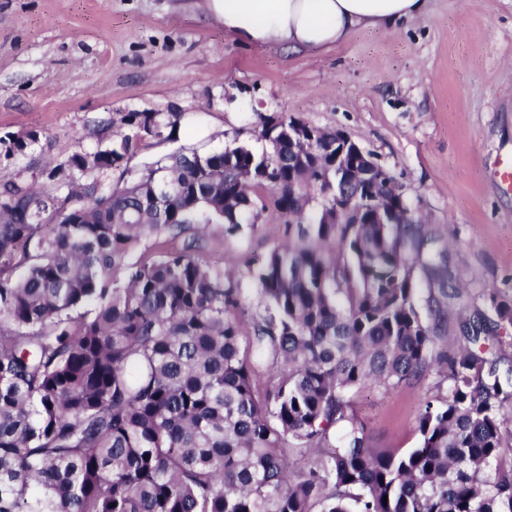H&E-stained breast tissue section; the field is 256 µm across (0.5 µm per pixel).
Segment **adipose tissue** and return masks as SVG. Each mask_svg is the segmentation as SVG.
Masks as SVG:
<instances>
[{
  "label": "adipose tissue",
  "instance_id": "obj_1",
  "mask_svg": "<svg viewBox=\"0 0 512 512\" xmlns=\"http://www.w3.org/2000/svg\"><path fill=\"white\" fill-rule=\"evenodd\" d=\"M431 0H205L209 16L241 42L319 52L362 27L397 31L426 16Z\"/></svg>",
  "mask_w": 512,
  "mask_h": 512
}]
</instances>
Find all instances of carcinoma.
Masks as SVG:
<instances>
[{"label":"carcinoma","mask_w":512,"mask_h":512,"mask_svg":"<svg viewBox=\"0 0 512 512\" xmlns=\"http://www.w3.org/2000/svg\"><path fill=\"white\" fill-rule=\"evenodd\" d=\"M184 117L121 113L107 145L31 175L47 188L20 171L0 194V512H512V393L442 344L460 292L441 237L374 223L385 185L336 177L334 135L288 149L282 112L260 151L129 166ZM38 140L0 136V158ZM265 216L284 245L243 270L203 256L213 229L239 239ZM487 300L512 325V300ZM461 332L477 343L486 317ZM433 373L448 387L418 446L372 447L354 392ZM294 448L312 454L298 472Z\"/></svg>","instance_id":"cac0c4a2"}]
</instances>
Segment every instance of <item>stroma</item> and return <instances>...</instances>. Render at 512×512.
Here are the masks:
<instances>
[{"label":"stroma","instance_id":"35a3bbf8","mask_svg":"<svg viewBox=\"0 0 512 512\" xmlns=\"http://www.w3.org/2000/svg\"><path fill=\"white\" fill-rule=\"evenodd\" d=\"M203 0H0V136L37 132L27 157L0 164V184L111 137L119 112H182L176 141L140 147L131 166L191 147L238 141L262 149L259 117L285 112L339 129L398 178L438 233L452 235L448 264L463 287L448 336L486 297L512 299V188L497 171L512 160V0H432L395 33L357 30L315 55L227 36ZM274 218L245 237H208L204 254H263L277 246ZM413 387H362L359 418L380 448H412L424 396Z\"/></svg>","mask_w":512,"mask_h":512}]
</instances>
